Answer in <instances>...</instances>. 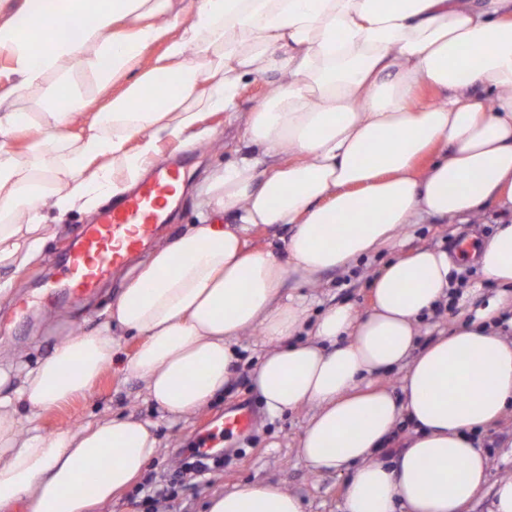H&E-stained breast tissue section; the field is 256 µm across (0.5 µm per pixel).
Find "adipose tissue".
I'll list each match as a JSON object with an SVG mask.
<instances>
[{
	"label": "adipose tissue",
	"mask_w": 512,
	"mask_h": 512,
	"mask_svg": "<svg viewBox=\"0 0 512 512\" xmlns=\"http://www.w3.org/2000/svg\"><path fill=\"white\" fill-rule=\"evenodd\" d=\"M0 0V264L28 261L45 209L64 216L116 198L165 144L205 138L203 113L234 111L248 75H280L243 118L255 155L212 169L198 207L232 216L192 224L136 267L106 324L63 337L34 368L0 362V512H90L138 479L161 448L152 423L115 415L45 435L44 412L88 395L111 371L141 379L167 417L224 389L247 332L268 350L253 372L267 409L313 413L297 443L313 472L348 471L343 512H463L487 480L476 435L512 407V340L479 323L417 347L424 315L448 294L446 252L381 263L366 314L332 306L310 318L288 275L327 271L394 246L420 218L512 212V0ZM77 23L78 35L56 24ZM165 43L164 52L149 49ZM57 79L54 100L18 102ZM99 91L124 83L85 135L67 130ZM439 94L423 99L422 89ZM29 136L26 151L7 138ZM291 224L285 258L248 246L259 225ZM512 284V224L475 253ZM305 340H298V333ZM139 344L122 354L119 337ZM407 370L400 395L374 373ZM28 413L19 416L18 404ZM410 434L384 453L401 421ZM208 512H304L282 486L243 484Z\"/></svg>",
	"instance_id": "ef3b65f1"
}]
</instances>
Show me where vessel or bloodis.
Returning a JSON list of instances; mask_svg holds the SVG:
<instances>
[{"label":"vessel or blood","mask_w":512,"mask_h":512,"mask_svg":"<svg viewBox=\"0 0 512 512\" xmlns=\"http://www.w3.org/2000/svg\"><path fill=\"white\" fill-rule=\"evenodd\" d=\"M181 160L161 164L121 201L93 215L73 239L66 259L57 264L61 299L77 303L93 297L131 256L154 243L176 193ZM254 423L251 408L242 405L225 413L220 437L248 433Z\"/></svg>","instance_id":"obj_1"}]
</instances>
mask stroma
<instances>
[{"instance_id":"stroma-1","label":"stroma","mask_w":512,"mask_h":512,"mask_svg":"<svg viewBox=\"0 0 512 512\" xmlns=\"http://www.w3.org/2000/svg\"><path fill=\"white\" fill-rule=\"evenodd\" d=\"M278 80L275 74L247 77L239 91L236 112L204 113L202 125L210 131L211 138L181 149L185 158L182 177L185 190L160 233V241L172 240L186 225L198 222L193 192L209 166L224 164L240 154L249 155L243 126L236 114L259 109ZM88 219V213L75 211L63 222L48 220L39 232L40 249L34 260L22 267L0 265V282L9 280L14 285L11 302L0 306V329L5 332L0 338V358L17 354L32 367L58 344L61 329L89 332L105 324L109 305L125 286L124 274H116L89 301L54 309L37 323H30L16 313L18 302L41 299L46 289L53 287L55 278L48 265L49 259L65 257L70 242ZM510 222L512 215L491 204L467 221L426 218L404 228L402 243L396 249L383 250L360 259L351 267L328 272L315 287H299L296 277H288L283 292L288 295L303 289L308 298L309 315L313 318L335 305H348L356 313L363 314L371 308L370 274L382 261L421 248L442 249L452 258L454 268L466 271L467 280L461 287L462 296L458 301L440 305L425 317L420 326L421 341H429L455 325L475 321L484 313L511 340L512 323L507 322L505 316L512 313V287L486 278L476 264L458 260L456 248L457 242L462 240L485 242L499 225ZM237 348L245 360L244 365L237 367L223 393L217 395L210 406L185 419L170 420L148 400L143 381L113 371L105 374L86 397L50 409L41 416L38 425L47 435L93 423L114 413L155 425L162 449L149 462L142 481L100 506L99 512H205L207 500L213 494L244 483L268 480L281 483L288 491L300 496L306 512H342L343 478L330 473H313L295 452L296 442L311 416L310 409L270 413L250 377L252 366L267 351L261 335L247 333L239 339ZM242 403L255 408L256 422L247 435L231 441L229 462L195 480L177 485L173 497L147 498L148 481L160 482L176 476L191 444L205 433L215 418ZM481 446L489 455L487 481L480 495L465 506L464 512H490L497 482L512 476L511 411L484 431Z\"/></svg>"}]
</instances>
